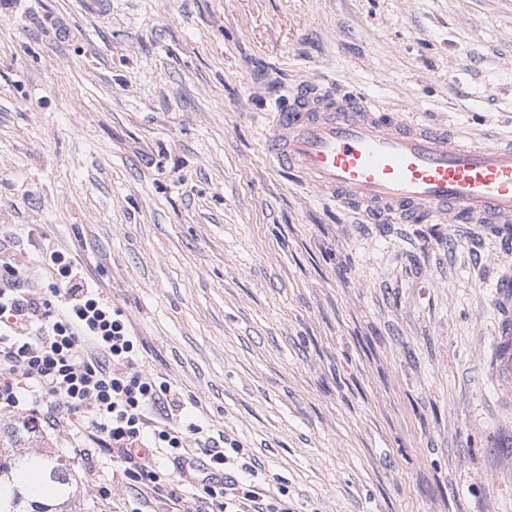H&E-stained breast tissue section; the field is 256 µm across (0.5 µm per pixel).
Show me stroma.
I'll use <instances>...</instances> for the list:
<instances>
[{"mask_svg": "<svg viewBox=\"0 0 512 512\" xmlns=\"http://www.w3.org/2000/svg\"><path fill=\"white\" fill-rule=\"evenodd\" d=\"M355 88L471 143L512 136V0H0V237L42 294L70 254L211 433L291 512H512V379L484 224H361L263 129ZM73 468L76 512H121Z\"/></svg>", "mask_w": 512, "mask_h": 512, "instance_id": "1", "label": "stroma"}]
</instances>
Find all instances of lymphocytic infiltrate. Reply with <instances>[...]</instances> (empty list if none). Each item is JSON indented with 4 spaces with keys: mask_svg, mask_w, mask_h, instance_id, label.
Here are the masks:
<instances>
[{
    "mask_svg": "<svg viewBox=\"0 0 512 512\" xmlns=\"http://www.w3.org/2000/svg\"><path fill=\"white\" fill-rule=\"evenodd\" d=\"M25 254L0 242V410H25L34 426L62 434L74 459L109 457L139 503L174 512H290L237 440L181 424L184 404L146 372L122 312L58 250L41 262L60 301L21 278Z\"/></svg>",
    "mask_w": 512,
    "mask_h": 512,
    "instance_id": "f902f5d3",
    "label": "lymphocytic infiltrate"
}]
</instances>
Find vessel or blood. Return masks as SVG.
<instances>
[{
    "mask_svg": "<svg viewBox=\"0 0 512 512\" xmlns=\"http://www.w3.org/2000/svg\"><path fill=\"white\" fill-rule=\"evenodd\" d=\"M264 142L290 176L368 222L493 224L512 248V142L467 146L317 80L278 102ZM494 303L506 316L499 362L512 375V274L498 281Z\"/></svg>",
    "mask_w": 512,
    "mask_h": 512,
    "instance_id": "obj_1",
    "label": "vessel or blood"
}]
</instances>
